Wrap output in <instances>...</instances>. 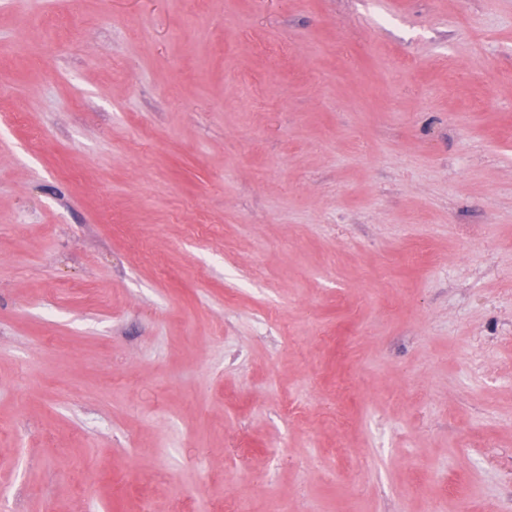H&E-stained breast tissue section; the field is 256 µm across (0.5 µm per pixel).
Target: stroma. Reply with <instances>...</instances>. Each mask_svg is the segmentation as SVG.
Masks as SVG:
<instances>
[{"instance_id": "obj_1", "label": "stroma", "mask_w": 512, "mask_h": 512, "mask_svg": "<svg viewBox=\"0 0 512 512\" xmlns=\"http://www.w3.org/2000/svg\"><path fill=\"white\" fill-rule=\"evenodd\" d=\"M182 497L512 512V0H0V512Z\"/></svg>"}]
</instances>
